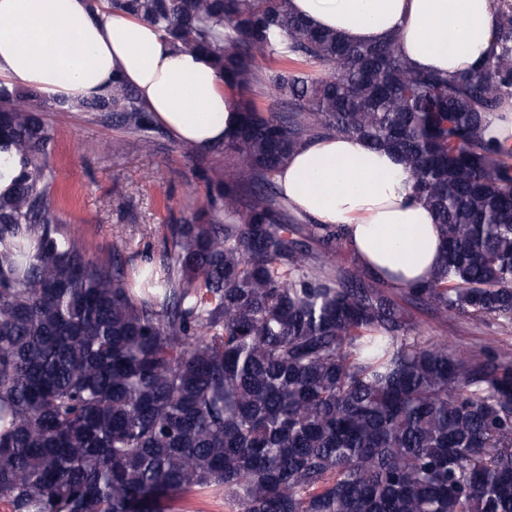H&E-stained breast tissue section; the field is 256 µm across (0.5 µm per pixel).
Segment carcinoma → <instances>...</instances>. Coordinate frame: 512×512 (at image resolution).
Here are the masks:
<instances>
[{
	"instance_id": "obj_1",
	"label": "carcinoma",
	"mask_w": 512,
	"mask_h": 512,
	"mask_svg": "<svg viewBox=\"0 0 512 512\" xmlns=\"http://www.w3.org/2000/svg\"><path fill=\"white\" fill-rule=\"evenodd\" d=\"M207 56L238 125L130 277L57 224L42 112H98L149 141L136 91L50 103L0 87V501L8 512H164L218 488L232 512H512V343L461 350L414 312L512 326V153L485 139L512 99V7L477 71L418 72L398 37L351 45L288 0H108ZM277 59L278 68L268 61ZM267 95L257 107L255 89ZM396 153L436 214L441 262L401 296L338 260L342 227L277 183L298 147Z\"/></svg>"
}]
</instances>
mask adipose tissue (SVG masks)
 <instances>
[{"instance_id": "ef3b65f1", "label": "adipose tissue", "mask_w": 512, "mask_h": 512, "mask_svg": "<svg viewBox=\"0 0 512 512\" xmlns=\"http://www.w3.org/2000/svg\"><path fill=\"white\" fill-rule=\"evenodd\" d=\"M499 0H289L293 12L353 43L398 37L414 68L474 71L494 44ZM132 86L176 140L206 148L234 123L224 79L208 59L173 47L150 24L91 0H0V84L78 103L113 78ZM289 203L344 228L354 258L394 288L422 285L439 262L434 212L411 196L392 153L328 136L292 153L278 176Z\"/></svg>"}]
</instances>
